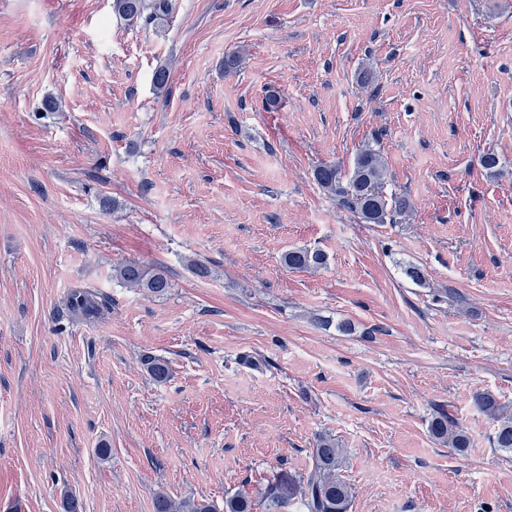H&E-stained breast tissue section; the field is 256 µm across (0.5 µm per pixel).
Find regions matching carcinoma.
I'll return each instance as SVG.
<instances>
[{"label": "carcinoma", "mask_w": 512, "mask_h": 512, "mask_svg": "<svg viewBox=\"0 0 512 512\" xmlns=\"http://www.w3.org/2000/svg\"><path fill=\"white\" fill-rule=\"evenodd\" d=\"M172 0H112V13L128 20H144L159 28L169 19ZM170 66H158L152 75L154 89L159 94L167 92L170 82ZM317 184L328 194L339 197L341 205L358 214L366 224H385L410 209L408 199L402 195L386 198L383 187L387 171L380 151L365 147L357 154L347 180L332 163H323L314 171ZM284 264L291 270L322 268L327 256L318 250L293 249L284 254ZM114 276L123 285L138 291L160 296L170 288L166 275L151 271L137 262H127L114 270ZM70 307L83 317L91 319L99 315L100 308L89 291H77L70 299ZM147 370L157 382L169 376V367L161 359L149 357ZM474 400L479 409L494 423L492 437L494 447L512 453V411L489 392H478ZM433 438L458 451L469 446V438L456 418L445 410L437 412L429 426ZM343 449L336 439L324 434L316 437L311 451V469L306 479H298L286 471H279L268 479L260 492L259 500L240 493L224 500V512H254L260 505L262 512H283L288 503L296 498L306 512H348L351 502L349 485L341 478L339 470ZM154 512H218L206 499L188 497L175 500L160 494L154 500Z\"/></svg>", "instance_id": "carcinoma-1"}]
</instances>
